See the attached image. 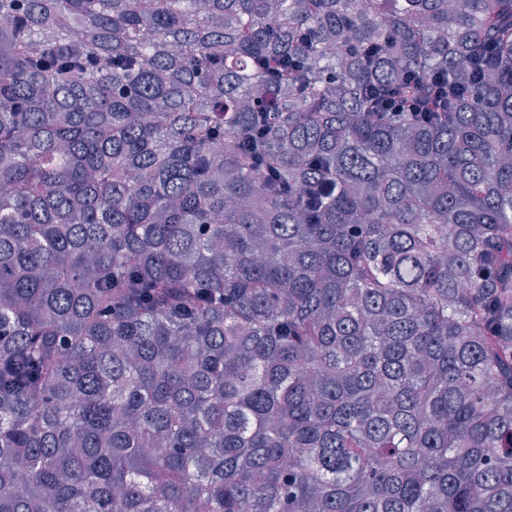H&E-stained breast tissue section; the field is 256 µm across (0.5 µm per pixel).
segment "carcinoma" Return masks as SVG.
Returning <instances> with one entry per match:
<instances>
[{"label":"carcinoma","mask_w":512,"mask_h":512,"mask_svg":"<svg viewBox=\"0 0 512 512\" xmlns=\"http://www.w3.org/2000/svg\"><path fill=\"white\" fill-rule=\"evenodd\" d=\"M0 512H512V0H0Z\"/></svg>","instance_id":"carcinoma-1"}]
</instances>
